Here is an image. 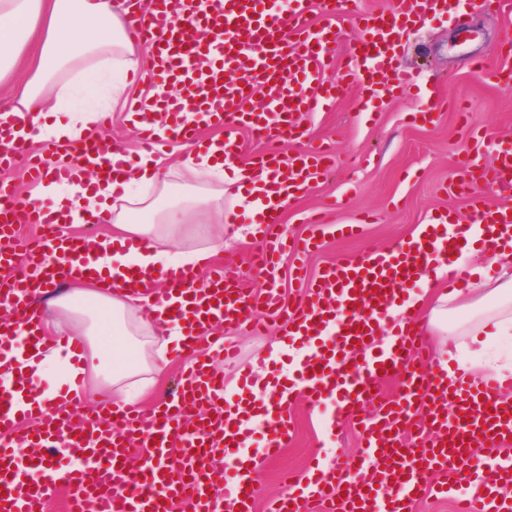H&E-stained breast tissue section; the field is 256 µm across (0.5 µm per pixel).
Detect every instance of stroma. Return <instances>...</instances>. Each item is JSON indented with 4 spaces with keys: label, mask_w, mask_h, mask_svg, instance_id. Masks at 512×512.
Masks as SVG:
<instances>
[{
    "label": "stroma",
    "mask_w": 512,
    "mask_h": 512,
    "mask_svg": "<svg viewBox=\"0 0 512 512\" xmlns=\"http://www.w3.org/2000/svg\"><path fill=\"white\" fill-rule=\"evenodd\" d=\"M511 35L512 6L499 11L471 9L463 26L448 16L430 15L425 24L403 36L399 49V69L416 73V89L401 97L372 100L351 94L306 117L309 133L305 140L281 138L282 154L319 143L331 149L335 159L334 170L285 209L283 224L289 235H310L311 222L318 217L327 224L360 227L356 237L328 239L323 249L301 257L285 255L279 277L285 302H294L302 293L292 276L297 266H304L312 277L330 262L411 239L421 225L432 223L436 212L466 215V200L451 184L459 178L458 162L472 138L484 140L480 164L485 168L494 165L499 143L512 141V93L485 84L471 73L470 62L481 57L494 66L512 65V60L498 55L499 46ZM428 94L469 104V125L458 123L452 112L434 124L414 121V113L421 111ZM223 202L233 218L224 227V251L237 258L233 274L244 288L260 289L256 256L261 244L250 233L252 204L230 182L224 185ZM259 316L269 325L266 333L251 336L236 326H225L224 342L237 355L230 361L213 362L223 372L224 386L235 400L253 396L255 383L244 375L255 364H263L265 372L275 377L295 363L294 355L286 352L279 360L264 362L269 339L283 338L284 333L275 313L263 310ZM335 405L330 398L315 408L301 400L289 407L293 435L277 456L263 453L264 438L272 427L267 420L255 424L249 447L230 448L226 454L231 459L245 455L256 461L254 481L262 495L286 493L284 474L314 476L333 467L337 454L352 460L359 453L360 429L351 421L333 423Z\"/></svg>",
    "instance_id": "obj_1"
}]
</instances>
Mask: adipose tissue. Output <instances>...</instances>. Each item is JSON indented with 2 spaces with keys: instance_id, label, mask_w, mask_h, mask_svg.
<instances>
[{
  "instance_id": "adipose-tissue-1",
  "label": "adipose tissue",
  "mask_w": 512,
  "mask_h": 512,
  "mask_svg": "<svg viewBox=\"0 0 512 512\" xmlns=\"http://www.w3.org/2000/svg\"><path fill=\"white\" fill-rule=\"evenodd\" d=\"M138 9L134 0L129 5L120 0H0V79L23 63L33 71L19 99L1 111L0 118L12 123L29 143L65 142L88 130L100 100L116 110L125 108L131 93L152 98L153 90L135 87L138 74L152 65L149 49L127 34ZM56 87L66 114L62 121L51 119L42 107ZM226 166L224 140L216 136L189 153V184L184 191L173 189L162 159L145 154L125 156V172L113 183L87 176L79 183L47 186L56 206L70 209L74 223L93 224L108 214L112 230L89 241L85 249L96 279L74 281L66 293L47 301L34 299V309L47 304L62 312L84 349L76 354L63 347L45 350L24 361L21 369H7V376L19 371L33 382L18 407L19 416L69 401L90 376L112 383L115 406L143 397L150 374L168 366L169 350L183 348L185 323L155 304L153 296L112 295L100 282H119L139 269L169 272L196 267L220 253V234L201 251H184L181 244L194 233L198 215L219 227L230 222L220 193L211 188L230 174ZM230 175L254 198L252 216L261 221L263 185L244 169ZM463 234L464 252L474 260L470 282L467 288L438 296L430 324L451 337H470L471 359L456 360L458 371L468 372L474 359L486 355L490 339L512 335V243L500 246L486 262L479 258L483 227H464ZM129 238L139 240V248L126 249ZM449 310L460 315L452 328L444 317ZM130 349L138 356L136 363L117 368L121 354Z\"/></svg>"
}]
</instances>
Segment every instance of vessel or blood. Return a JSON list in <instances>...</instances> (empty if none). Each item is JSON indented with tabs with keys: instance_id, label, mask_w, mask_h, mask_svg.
I'll list each match as a JSON object with an SVG mask.
<instances>
[{
	"instance_id": "1",
	"label": "vessel or blood",
	"mask_w": 512,
	"mask_h": 512,
	"mask_svg": "<svg viewBox=\"0 0 512 512\" xmlns=\"http://www.w3.org/2000/svg\"><path fill=\"white\" fill-rule=\"evenodd\" d=\"M353 2L323 0L324 20L317 24L311 20V0H282L276 8L263 0H156L131 29L156 51L155 81L175 82L182 70L205 59L211 65L207 83L185 85L151 106L131 104L143 150L173 140L200 146L199 129L210 125L223 129L224 153L233 158L242 125H250L261 139L275 131L291 136L304 115L324 111L350 86L368 97L380 90L404 94L408 77L389 76L401 38L450 0H398L393 10L358 15L366 36L340 58L332 20L350 14ZM332 66L337 69L334 82L318 93H304L311 72ZM261 86L269 95L266 108L248 110L247 100ZM112 154L96 127L78 142H50L32 155L12 126L0 121V167L25 158L29 179L39 187L78 180L88 163L106 181L118 180L123 169L113 163ZM330 161L321 147L285 158L273 151L254 156V169L279 177L264 217L260 294L231 285L234 259L229 256L223 265H209L203 278L191 269L173 274L156 296L175 317L187 319L188 349L202 346L216 356L225 352L216 328L226 323L255 334L260 328L255 312L276 310L289 340L313 347L300 365V394L314 407L336 397L335 422L361 426L365 446L355 475L336 468L321 482L290 481L288 494L268 500L265 512H400L403 502L445 495L464 478L477 489L462 500L459 512H512V500L500 498L498 491L499 482L512 484V457L502 453L512 444V404L497 397L501 381L490 377L478 387L464 374L449 378L420 341L418 317L409 312L392 325V347L369 351L370 337L400 293L420 281L438 257L457 249L456 235L428 233L388 251L328 264L307 283L303 299L284 305L278 286L283 254L309 252L320 248L322 240L315 235L288 238L282 214L298 193L326 176ZM482 179L489 186L512 184V148ZM463 188L468 220L485 225V247L494 252L501 235L512 231V204L490 203L468 182ZM67 222V214L20 201L0 183V309L6 312L0 320V362L17 359L24 347H82L67 336L37 335L38 315L30 303L41 289L89 270L75 258L82 241L62 232ZM19 224L38 225L41 237L20 244ZM187 299L194 306L189 313L183 308ZM19 329L26 333L20 346L15 343ZM384 374L403 376L398 400L378 401L376 382ZM289 403L281 397L263 405L264 412L279 419L264 445L267 456L288 445ZM18 404V390L1 386L0 512H45L48 499L61 489L67 493V512H170L175 503L188 512H255L257 488L211 463L225 447L245 445L250 431L243 419L231 417L224 378L206 360L184 370L170 400L146 409H117L106 400L97 415L50 410L40 414L36 428L27 429L16 419ZM370 405L376 415L367 414ZM420 408L427 409V417L408 428ZM60 441L71 455L86 457V464L46 468V451ZM173 448L182 455L177 472L165 464Z\"/></svg>"
}]
</instances>
